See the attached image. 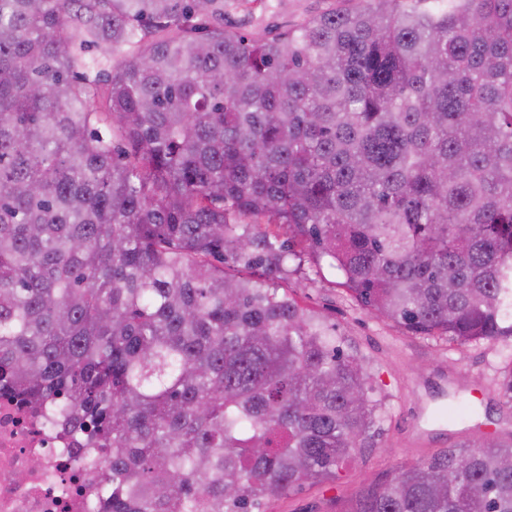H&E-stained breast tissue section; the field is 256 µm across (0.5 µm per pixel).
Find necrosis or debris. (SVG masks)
Returning <instances> with one entry per match:
<instances>
[{
    "instance_id": "necrosis-or-debris-1",
    "label": "necrosis or debris",
    "mask_w": 512,
    "mask_h": 512,
    "mask_svg": "<svg viewBox=\"0 0 512 512\" xmlns=\"http://www.w3.org/2000/svg\"><path fill=\"white\" fill-rule=\"evenodd\" d=\"M108 451L53 429L43 412L0 397V512H98Z\"/></svg>"
}]
</instances>
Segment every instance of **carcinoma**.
Returning a JSON list of instances; mask_svg holds the SVG:
<instances>
[{
	"mask_svg": "<svg viewBox=\"0 0 512 512\" xmlns=\"http://www.w3.org/2000/svg\"><path fill=\"white\" fill-rule=\"evenodd\" d=\"M0 0V394L110 452L99 512H258L373 437L362 364L279 281L512 336V0ZM284 228L279 241L273 228ZM512 441L341 512H512ZM348 7L352 4L341 0H287L285 8L273 17L266 16V23L275 32L292 28L307 17L324 12L330 7ZM264 24V25H265Z\"/></svg>",
	"mask_w": 512,
	"mask_h": 512,
	"instance_id": "cac0c4a2",
	"label": "carcinoma"
}]
</instances>
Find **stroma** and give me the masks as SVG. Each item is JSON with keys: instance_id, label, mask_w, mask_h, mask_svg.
Masks as SVG:
<instances>
[{"instance_id": "obj_1", "label": "stroma", "mask_w": 512, "mask_h": 512, "mask_svg": "<svg viewBox=\"0 0 512 512\" xmlns=\"http://www.w3.org/2000/svg\"><path fill=\"white\" fill-rule=\"evenodd\" d=\"M286 287L302 306L334 325L343 349L363 362L384 415L371 447L357 449L335 481L266 501L264 512H340L363 485L399 467L490 433L512 437V407L504 404L496 384L512 361V338L460 345L444 337L411 335L352 300L328 269L303 267L289 275ZM443 407L454 415L437 427L433 444L407 441L409 423Z\"/></svg>"}]
</instances>
